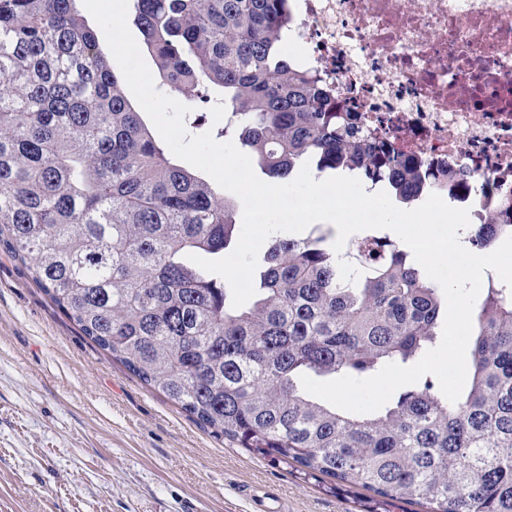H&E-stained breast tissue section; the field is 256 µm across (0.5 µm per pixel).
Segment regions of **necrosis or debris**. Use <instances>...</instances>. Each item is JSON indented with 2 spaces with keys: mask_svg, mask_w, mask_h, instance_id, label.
<instances>
[{
  "mask_svg": "<svg viewBox=\"0 0 512 512\" xmlns=\"http://www.w3.org/2000/svg\"><path fill=\"white\" fill-rule=\"evenodd\" d=\"M285 45L395 152L464 167L471 223L512 206V0H288Z\"/></svg>",
  "mask_w": 512,
  "mask_h": 512,
  "instance_id": "necrosis-or-debris-1",
  "label": "necrosis or debris"
}]
</instances>
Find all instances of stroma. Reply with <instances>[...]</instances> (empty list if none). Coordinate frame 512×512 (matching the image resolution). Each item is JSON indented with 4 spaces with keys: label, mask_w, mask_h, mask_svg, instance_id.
Instances as JSON below:
<instances>
[{
    "label": "stroma",
    "mask_w": 512,
    "mask_h": 512,
    "mask_svg": "<svg viewBox=\"0 0 512 512\" xmlns=\"http://www.w3.org/2000/svg\"><path fill=\"white\" fill-rule=\"evenodd\" d=\"M366 512L362 489L230 447L84 336L0 252V512Z\"/></svg>",
    "instance_id": "1"
}]
</instances>
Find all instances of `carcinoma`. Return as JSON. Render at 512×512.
Here are the masks:
<instances>
[{"label": "carcinoma", "mask_w": 512, "mask_h": 512, "mask_svg": "<svg viewBox=\"0 0 512 512\" xmlns=\"http://www.w3.org/2000/svg\"><path fill=\"white\" fill-rule=\"evenodd\" d=\"M76 0H0V249L81 333L231 445L424 512H512V290L487 280L471 380L430 377L378 415L308 396L300 376L369 377L435 343L441 291L387 237L355 240L344 283L327 236L273 240L256 295L232 305L221 257L240 202L173 162L99 50ZM162 85L224 113L218 135L286 180L306 162L417 199L435 171L356 127L283 50L284 0H132ZM509 225L471 224L490 252Z\"/></svg>", "instance_id": "carcinoma-1"}]
</instances>
